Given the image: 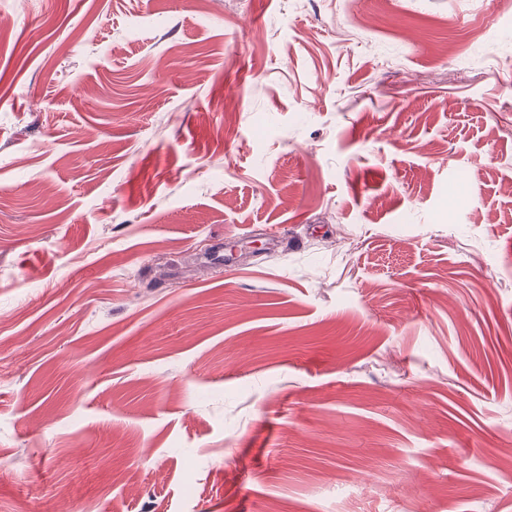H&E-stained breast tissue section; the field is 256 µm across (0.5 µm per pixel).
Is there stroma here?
I'll use <instances>...</instances> for the list:
<instances>
[{"label": "stroma", "instance_id": "stroma-1", "mask_svg": "<svg viewBox=\"0 0 512 512\" xmlns=\"http://www.w3.org/2000/svg\"><path fill=\"white\" fill-rule=\"evenodd\" d=\"M0 14V512H512V0Z\"/></svg>", "mask_w": 512, "mask_h": 512}]
</instances>
